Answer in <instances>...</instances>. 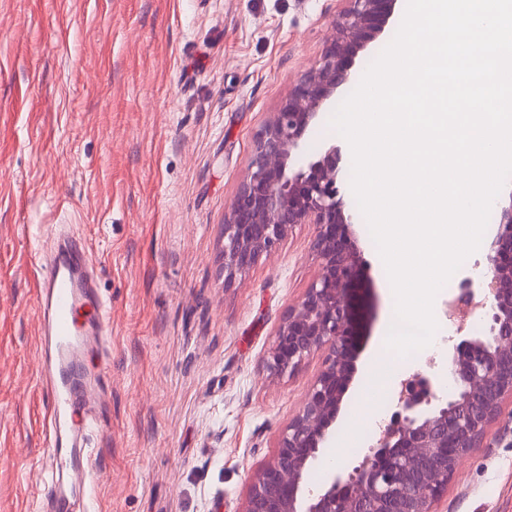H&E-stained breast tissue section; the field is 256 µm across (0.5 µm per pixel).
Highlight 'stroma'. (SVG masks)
<instances>
[{"instance_id": "stroma-1", "label": "stroma", "mask_w": 512, "mask_h": 512, "mask_svg": "<svg viewBox=\"0 0 512 512\" xmlns=\"http://www.w3.org/2000/svg\"><path fill=\"white\" fill-rule=\"evenodd\" d=\"M342 0H0V512H37L43 457L30 252L73 229L91 245L111 344L95 512H243L258 467L298 413L324 351L269 368L275 332L318 274L294 227L232 286L224 217L255 139L321 58ZM359 52L344 100L404 16ZM361 349L323 451L353 470L378 412L363 368L394 315L361 227ZM393 373L441 384L452 346ZM437 512H512V415L448 479Z\"/></svg>"}]
</instances>
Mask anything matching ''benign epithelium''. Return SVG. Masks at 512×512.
<instances>
[{"label": "benign epithelium", "instance_id": "obj_1", "mask_svg": "<svg viewBox=\"0 0 512 512\" xmlns=\"http://www.w3.org/2000/svg\"><path fill=\"white\" fill-rule=\"evenodd\" d=\"M320 60L272 113L255 142L248 172L224 217V287L248 272L299 224L315 226L311 251L318 274L288 309L270 351V368L295 371L323 350L321 370L275 454L256 472L244 512H436L434 505L461 462L481 447L503 404L512 400V195L501 207L488 253L490 282L476 300L474 281L460 301L489 318L484 337L456 344L454 392L437 402L431 379L400 383L396 410L362 463L349 475L330 468L324 485L305 491L355 376L361 336L359 215L341 195L340 151L332 146L298 164L306 134L350 81L353 59L384 32L398 0H346Z\"/></svg>", "mask_w": 512, "mask_h": 512}]
</instances>
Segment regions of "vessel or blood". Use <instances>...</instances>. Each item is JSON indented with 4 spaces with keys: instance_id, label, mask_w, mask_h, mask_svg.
I'll use <instances>...</instances> for the list:
<instances>
[{
    "instance_id": "obj_1",
    "label": "vessel or blood",
    "mask_w": 512,
    "mask_h": 512,
    "mask_svg": "<svg viewBox=\"0 0 512 512\" xmlns=\"http://www.w3.org/2000/svg\"><path fill=\"white\" fill-rule=\"evenodd\" d=\"M38 312L37 380L47 398L42 420L47 463L32 480L41 512H93L92 446L109 390V343L95 265L79 237L58 234L34 252Z\"/></svg>"
}]
</instances>
